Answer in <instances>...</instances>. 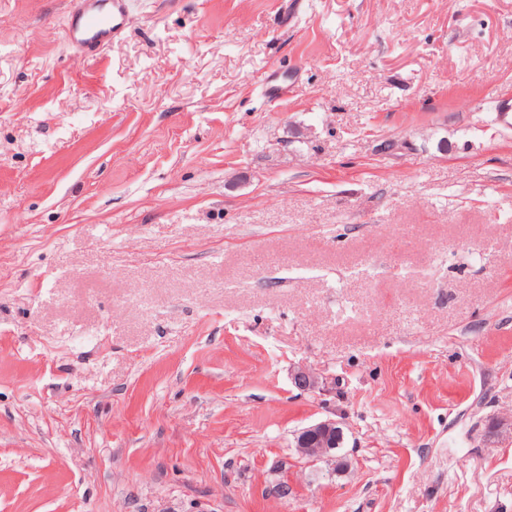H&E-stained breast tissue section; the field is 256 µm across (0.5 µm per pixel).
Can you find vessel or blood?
Instances as JSON below:
<instances>
[{
  "instance_id": "vessel-or-blood-1",
  "label": "vessel or blood",
  "mask_w": 512,
  "mask_h": 512,
  "mask_svg": "<svg viewBox=\"0 0 512 512\" xmlns=\"http://www.w3.org/2000/svg\"><path fill=\"white\" fill-rule=\"evenodd\" d=\"M126 0H71L67 36L87 53L112 43L123 31Z\"/></svg>"
}]
</instances>
